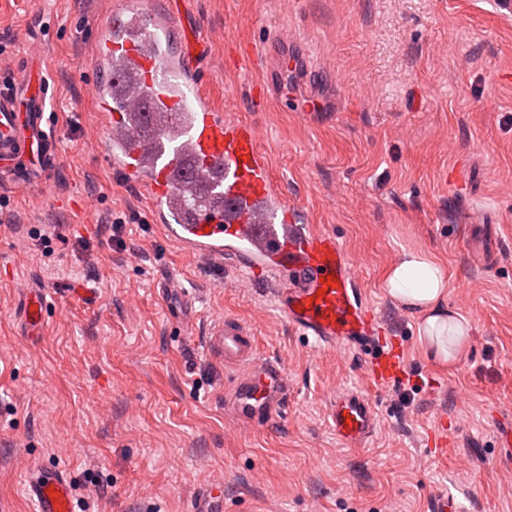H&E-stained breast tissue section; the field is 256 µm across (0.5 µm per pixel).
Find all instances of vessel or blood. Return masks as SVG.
<instances>
[{"label": "vessel or blood", "instance_id": "obj_1", "mask_svg": "<svg viewBox=\"0 0 512 512\" xmlns=\"http://www.w3.org/2000/svg\"><path fill=\"white\" fill-rule=\"evenodd\" d=\"M205 26L178 33L172 4L115 0L91 24L92 93L112 146L113 172L150 193L152 215L167 239L190 258L223 266L264 293L292 328L316 347L352 346L377 385L408 377L404 349L381 341L386 328L362 299L349 253L334 233L303 223L297 202L277 184L255 124L215 108L205 95L183 101L201 73L190 49ZM27 74L0 78V178L27 188L45 185L60 148L46 112L49 85L31 90ZM332 276L331 284L321 279ZM44 290H28L22 315L43 325ZM209 348L231 371L224 411L245 427L281 420L288 403L284 365L261 357L254 329L228 314L215 322ZM327 420L347 447L373 436L378 409L358 389H337ZM34 512H75L65 469L42 461L23 476ZM223 485L200 487L188 512H220Z\"/></svg>", "mask_w": 512, "mask_h": 512}]
</instances>
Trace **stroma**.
<instances>
[{"instance_id": "obj_1", "label": "stroma", "mask_w": 512, "mask_h": 512, "mask_svg": "<svg viewBox=\"0 0 512 512\" xmlns=\"http://www.w3.org/2000/svg\"><path fill=\"white\" fill-rule=\"evenodd\" d=\"M204 23L202 92L256 123L307 223L356 259L364 300L408 347L411 379L382 390L352 348H314L254 289L190 259L151 224L153 202L118 181L93 101L89 19L103 0H0V75L23 52L48 77L60 161L30 192L0 183V512H33L32 461L71 476L79 512H186L224 484V512H512V0H177ZM313 80L298 79L303 64ZM466 179L455 182L456 170ZM137 216L122 237L113 215ZM405 249L439 257L447 304L470 324L451 367L430 363L416 319L384 291ZM171 276L165 293L154 281ZM49 300L31 331L26 289ZM95 291L93 304L72 299ZM226 314L251 324L288 374L284 418L246 428L224 414L231 375L207 353ZM342 387L371 394L366 447L325 415ZM445 448L434 453L433 437ZM223 493L222 482H211L200 487L188 508V512H223L224 507H212V504L221 499Z\"/></svg>"}]
</instances>
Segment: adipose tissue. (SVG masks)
Masks as SVG:
<instances>
[{
    "instance_id": "1",
    "label": "adipose tissue",
    "mask_w": 512,
    "mask_h": 512,
    "mask_svg": "<svg viewBox=\"0 0 512 512\" xmlns=\"http://www.w3.org/2000/svg\"><path fill=\"white\" fill-rule=\"evenodd\" d=\"M386 293L418 318L417 343L435 364H454L467 346L469 324L449 311L444 262L423 250L402 251L385 271Z\"/></svg>"
}]
</instances>
